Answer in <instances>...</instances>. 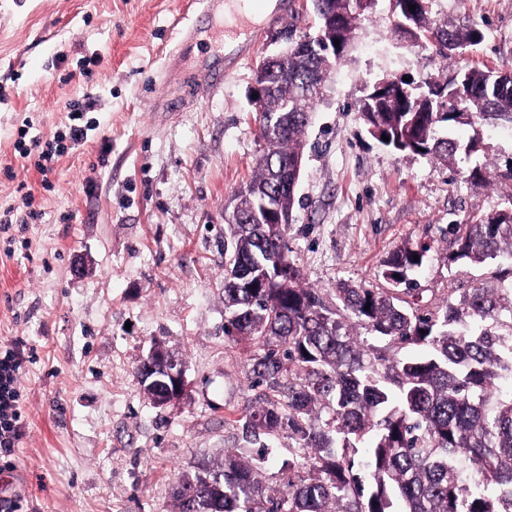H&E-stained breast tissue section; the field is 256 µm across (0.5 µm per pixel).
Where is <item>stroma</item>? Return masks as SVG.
I'll use <instances>...</instances> for the list:
<instances>
[{
	"label": "stroma",
	"instance_id": "35a3bbf8",
	"mask_svg": "<svg viewBox=\"0 0 512 512\" xmlns=\"http://www.w3.org/2000/svg\"><path fill=\"white\" fill-rule=\"evenodd\" d=\"M430 20L473 21L482 43L437 55L394 32L393 0L370 17L336 66L306 129L288 226L292 259L313 287L377 285L407 242L431 251L418 275L427 302L469 287L439 229L507 205L501 191L428 155L396 153L367 131L360 101L380 80L417 92L466 68L512 69V0H428ZM207 24L186 41L184 31ZM311 0H289L255 51L218 85L200 70L224 60V15L197 0H0V225L27 208L24 240L0 232V342L35 349L19 386L28 431L15 454L22 512H174L177 473L202 455L249 445L240 417L259 396L251 343L224 337V208L267 148L254 73L287 38L315 33ZM85 104L87 140L49 179L15 146L44 140ZM477 138L478 161L512 157V126L450 125ZM32 193L24 205L19 185ZM179 354L189 382L178 405L153 407L135 370L154 343Z\"/></svg>",
	"mask_w": 512,
	"mask_h": 512
}]
</instances>
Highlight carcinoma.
<instances>
[{"mask_svg":"<svg viewBox=\"0 0 512 512\" xmlns=\"http://www.w3.org/2000/svg\"><path fill=\"white\" fill-rule=\"evenodd\" d=\"M314 5L336 12V25L320 26L288 60V76L270 80L259 114L267 149L224 214V262L250 282L224 281V336L257 346L252 374L269 390L242 417L259 447L226 449L182 471L177 512H512V160L503 172L484 164L468 175L477 186L494 175L507 181L509 206L446 227L448 263L493 261L490 277L423 305L410 275L431 246L404 243L384 262V288L340 282L332 300L306 286L288 225L275 219L295 208L294 165L318 85L365 20L344 0ZM395 10L397 29L444 57L483 40L475 26L431 22L427 0H396ZM456 79L465 98L438 86L425 109L403 81L371 96L367 117L389 137L383 145L454 166L478 144H462L448 123L512 125L511 69L472 68ZM280 435L292 458L269 477L263 463L273 449L263 439Z\"/></svg>","mask_w":512,"mask_h":512,"instance_id":"obj_1","label":"carcinoma"}]
</instances>
